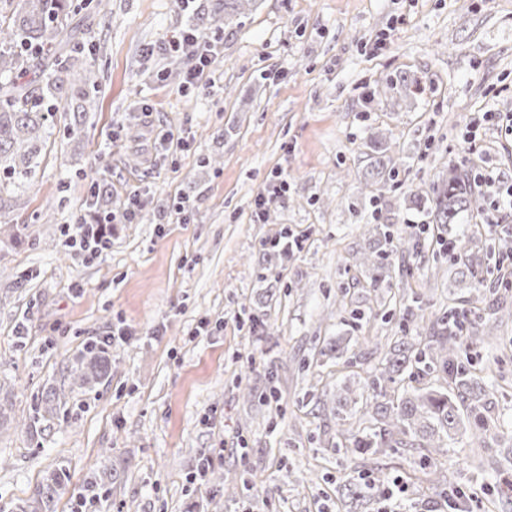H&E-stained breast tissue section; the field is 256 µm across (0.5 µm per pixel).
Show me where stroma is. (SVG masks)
<instances>
[{"mask_svg": "<svg viewBox=\"0 0 512 512\" xmlns=\"http://www.w3.org/2000/svg\"><path fill=\"white\" fill-rule=\"evenodd\" d=\"M222 4L101 0L76 44L100 73L84 125L71 129L59 99L34 177L0 194V227L26 228L21 242L0 241V384L17 420L0 434V512L60 465L71 483L56 512H72L94 473L103 487L88 512H341L342 480L421 463L418 448L376 458L327 445L337 382L368 374L366 337L397 335L405 313L385 316L352 257L368 247L370 219L408 236L409 194L448 164L512 180L497 129L474 153L461 146L474 113H512V0H257L211 34L219 60L189 84L160 45ZM400 72L419 93L366 104L365 91ZM375 132L411 164L371 185L363 144ZM281 179L284 198L257 220L256 197ZM132 197L136 219L112 223L100 256L69 247L76 222ZM45 208L51 223H34ZM282 231L285 253L270 247ZM409 263L427 310L460 297L472 320L512 309L511 287L472 291ZM118 327L127 335L108 350L109 379L74 385L73 361ZM499 335L463 352L493 381L505 436L450 445L444 459L484 512L508 509L492 465L512 446L511 320ZM338 338L344 356L321 355ZM49 389L57 415L24 426ZM208 455L215 474L254 477V488L231 496L196 480Z\"/></svg>", "mask_w": 512, "mask_h": 512, "instance_id": "stroma-1", "label": "stroma"}]
</instances>
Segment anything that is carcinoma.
Here are the masks:
<instances>
[{
	"label": "carcinoma",
	"instance_id": "obj_1",
	"mask_svg": "<svg viewBox=\"0 0 512 512\" xmlns=\"http://www.w3.org/2000/svg\"><path fill=\"white\" fill-rule=\"evenodd\" d=\"M4 2L15 7H0V172L6 178L0 181V191L35 172L36 160L44 149L48 115L63 90L61 78L49 80L35 102L30 99L28 84L19 79L31 71L49 67L70 71L76 65L75 58L63 53L72 39L71 0ZM252 2L224 0V9L198 18L197 26L220 31L226 19L243 13ZM79 81L81 86L70 98V110L80 115L85 113L91 93L99 87L97 72L83 67ZM419 85L416 78L400 73L385 88L369 92L366 103L371 104L390 91L417 90ZM405 167V159L390 156L385 163L378 159L371 163L366 175L374 183L387 182ZM409 206L422 217L425 232L410 236L398 246L393 244L391 225H363L370 246L368 251L355 255L354 264L370 272L368 287L374 291L385 289L388 300L382 304L395 298L394 282L404 283L406 258L411 256H427L436 269L449 264L466 288L483 287L486 273L501 278L504 261L512 260V239L488 238L479 229L451 234L453 224L484 219L485 207L474 197L470 172L448 168V175L433 184L431 193L410 196ZM394 253L400 254L397 264L391 259ZM401 299L412 300L405 307L408 318L401 335L372 340L382 357L371 380L360 392L350 384L340 388L339 405L362 402L364 426L354 433L338 425L336 440L329 447L339 451L351 445L371 456L383 454L388 448H422L425 466L432 473L448 441L455 439L460 430L470 431L472 439L481 443L489 436L503 435L494 413V384L464 367L460 345L464 336L475 344L491 343L497 338L498 319L474 327L463 324L462 312L454 307L427 314L418 305L417 296L409 297L404 292ZM111 368V360L96 345L75 360L72 372L80 379V386L93 387L110 374ZM408 371L420 382L392 398L388 384ZM57 405L56 393L46 392L29 421L38 420L43 413H54ZM68 482L66 468L53 470L34 496L15 504L14 512H53L56 503L68 492ZM217 482L224 483L229 494L251 487L250 480L235 473L219 477ZM384 485L374 477L359 484L345 482L336 487L337 498L341 505L355 512L364 508L367 498L383 494Z\"/></svg>",
	"mask_w": 512,
	"mask_h": 512
}]
</instances>
